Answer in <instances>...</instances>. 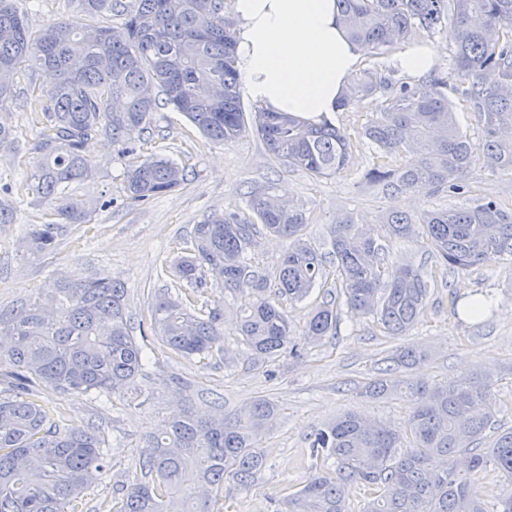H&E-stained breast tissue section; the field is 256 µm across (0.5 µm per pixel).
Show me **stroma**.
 <instances>
[{
    "label": "stroma",
    "instance_id": "35a3bbf8",
    "mask_svg": "<svg viewBox=\"0 0 512 512\" xmlns=\"http://www.w3.org/2000/svg\"><path fill=\"white\" fill-rule=\"evenodd\" d=\"M21 5L35 30L82 18L81 0H21ZM418 42L435 52L431 72L447 78L459 127L472 141H479L478 114L463 94L464 82L451 74L452 42L444 33L419 37ZM52 83L51 73L30 66L16 80V100L0 105V125L13 129L18 140L17 151L0 150V203L8 210L5 222L0 223L1 309L40 288L56 272L96 271L124 282L131 323L147 320L154 293L172 285L161 269L179 255L182 236L204 215L244 209L249 191L269 181L303 207L310 218L307 233L326 253L331 250L328 225L347 212L360 222L375 224L389 211L417 215L484 197L495 198L502 209L512 212V170L491 174L474 169L469 190L462 195L432 190L385 195L364 180L374 163L366 146L354 145L348 169L318 178L272 161L253 135L228 144L213 143L185 117L162 104L153 114L147 148L182 165L187 173L185 185L145 202L131 201L124 190L123 160L106 141L92 139L86 153L99 166L97 176L71 188L77 197L101 203L88 231L61 236L52 254L31 255L23 242L48 206L35 195L18 193L31 170L38 140L26 102ZM451 284V289L435 290L422 321L407 335L388 336L373 319L346 313L337 335L305 346L301 356L284 354L266 365L237 351V321L252 304L251 295L230 294L215 286L209 288L208 296L224 305V343L236 351L234 361L227 363L218 357L206 365L173 356L153 340L149 371L154 396L149 401L128 394L109 406L84 393L62 396L51 388H40L39 401L52 408L64 426L94 427L109 438L108 467L83 493V512H108L122 485L140 473L138 460L145 437L156 432L174 410L200 405L206 399L223 404L230 413L257 397L271 398L279 406L273 426L262 439L266 464L250 488L225 481L224 509L279 512L283 498L297 491L317 465L307 450L309 436L336 415L353 410L405 428L411 413L408 400L373 399L362 392L364 383L383 372L386 356L400 346H419L430 352L427 361L408 370V377L414 379L434 382L490 374L502 408L487 434L492 437L512 428V271L493 257L471 272L452 276ZM474 294L487 296L492 303L482 316L471 319L449 311V296L461 300ZM173 374L182 377V385L169 384Z\"/></svg>",
    "mask_w": 512,
    "mask_h": 512
}]
</instances>
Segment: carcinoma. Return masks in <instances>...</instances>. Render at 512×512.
<instances>
[{"mask_svg":"<svg viewBox=\"0 0 512 512\" xmlns=\"http://www.w3.org/2000/svg\"><path fill=\"white\" fill-rule=\"evenodd\" d=\"M19 0H0V104L15 96V77L33 63L56 82L34 112L41 125L30 190L50 206L51 220L28 234L31 254L52 252L69 228L88 223L97 203L69 192L97 174L87 158L89 140L106 137L125 159V191L134 201L171 192L187 181L183 168L139 143L157 109L153 90L217 143L255 135L270 159L315 177L335 175L349 162L351 138L323 122L254 106L245 113L235 66L234 19L225 0H82L85 19L50 25L32 34ZM350 38L383 56L416 36L448 33L454 71L478 112L482 137L475 143L457 125L447 81L435 76L400 85L376 70L351 78L340 107L376 101L358 135L389 168L374 165L368 183L384 193L417 188L463 190L476 163L512 170V0H336ZM112 14V24L99 18ZM248 212L212 213L193 225L185 252L169 266L177 290L154 295L149 329L170 353L207 360L225 352L224 311L205 300L207 275L228 293L247 291L250 310L240 321V343L255 358L274 360L299 335L307 344L334 336L342 308L371 317L390 336H404L424 316L438 284L404 263L384 277V242L423 236L437 262L454 275L491 255L512 258V213L485 197L452 210L418 217L388 212L378 224L353 215L329 225L336 261L334 287L323 292L297 334L283 301L305 299L323 280L326 256L307 235L309 217L268 182L248 193ZM288 240L270 276L247 258L258 229ZM124 284L95 271L60 273L32 295L0 309V512H78L79 496L107 467L108 439L100 431L53 422L33 388L65 395L98 392L111 397L148 376V356L126 315ZM421 348H399L392 366L364 385L371 397L411 402L408 428L398 432L353 411L337 416L309 438L313 459L335 468L308 477L284 498L282 512H348L352 488L371 497L362 512H487L477 476L492 465L502 482L494 512H512V429L484 445L496 415L488 377L432 385L398 374L427 360ZM277 413L260 398L231 416L216 402L188 409L147 438L141 477L112 500V512H170L181 497L184 512H222L224 480L248 487L265 464L261 441Z\"/></svg>","mask_w":512,"mask_h":512,"instance_id":"cac0c4a2","label":"carcinoma"}]
</instances>
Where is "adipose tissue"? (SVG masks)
<instances>
[{"label": "adipose tissue", "mask_w": 512, "mask_h": 512, "mask_svg": "<svg viewBox=\"0 0 512 512\" xmlns=\"http://www.w3.org/2000/svg\"><path fill=\"white\" fill-rule=\"evenodd\" d=\"M240 93L270 112L317 124L338 112L366 50L336 0H232Z\"/></svg>", "instance_id": "adipose-tissue-1"}]
</instances>
